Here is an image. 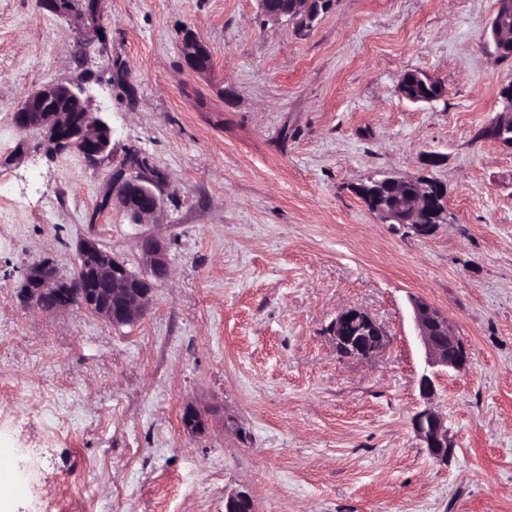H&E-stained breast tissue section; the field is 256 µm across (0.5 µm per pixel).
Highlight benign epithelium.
I'll use <instances>...</instances> for the list:
<instances>
[{"instance_id":"benign-epithelium-1","label":"benign epithelium","mask_w":512,"mask_h":512,"mask_svg":"<svg viewBox=\"0 0 512 512\" xmlns=\"http://www.w3.org/2000/svg\"><path fill=\"white\" fill-rule=\"evenodd\" d=\"M314 3L315 0H259V7L270 19H285L296 28L305 29L315 21ZM486 36L498 55L512 46V0H496ZM180 50L188 70L197 74L211 70L210 51L194 32L185 33ZM412 75L433 87L434 94L424 99L412 98L401 82L398 84L401 97L413 103H429L445 96V85L434 77L421 71H414ZM499 98L500 112L488 128L494 142L512 150V83L501 87ZM74 101L87 105L81 86L62 83L42 85L24 95L14 113V121L22 131H45L51 149L74 150L86 162L95 165L112 151V128L87 108L71 111L70 105ZM369 183L389 189L390 198L372 209L383 224H403L415 235L426 237L436 225L448 221L447 191L432 179L408 180L374 175L364 181L366 185ZM104 204L116 206L131 223L144 224L163 211L158 177L148 171L129 179L120 175L115 179L114 196L105 198ZM140 247L148 269L146 275L130 269L96 241L86 239L78 246L77 255L90 259V262L78 269V277L62 281L48 264L38 263L25 280L26 297L32 307L43 311L45 298L80 288L85 280L93 285L94 294L88 298L81 297L82 308L114 328L131 326L144 315L155 284L170 276V262L162 243L147 237L141 241ZM411 307L428 367L438 371L466 370L471 359L470 347L448 316L422 298L412 299ZM346 323L356 327L353 334L345 331ZM332 333L336 351L342 356L370 360L387 345V336L380 324L358 308L340 311ZM209 422L205 410L193 404L184 407L181 424L185 431L197 432L209 427ZM411 426L432 458L439 462L448 461L451 453L448 417L426 408L413 415ZM224 512H255L252 496L246 491L224 496Z\"/></svg>"}]
</instances>
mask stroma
I'll return each instance as SVG.
<instances>
[{"label": "stroma", "mask_w": 512, "mask_h": 512, "mask_svg": "<svg viewBox=\"0 0 512 512\" xmlns=\"http://www.w3.org/2000/svg\"><path fill=\"white\" fill-rule=\"evenodd\" d=\"M494 7L333 0L301 32L257 0H102L92 31L0 0V448L25 487L0 512H224L242 488L257 512H512V151L477 136L512 82ZM188 29L207 74L184 65ZM408 71L446 98H402ZM77 81L113 129L95 167L13 122L29 90ZM132 150L161 176L148 224L102 204ZM371 174L433 178L447 223H379L352 191ZM147 236L171 275L135 326L28 308L32 265L68 278L92 238L141 272ZM415 297L471 348L428 401ZM347 307L383 326L376 358L337 354ZM188 403L211 412L202 434ZM428 406L444 464L409 426ZM181 55L188 70L204 74L211 70L212 60L207 46L192 31H187L181 41ZM411 74L418 81L425 83L428 86H432L434 89V94L426 97V98H411L409 92L405 89V85L403 83V77L400 79L398 84V92L401 97L413 103H429L443 98L446 94V87L443 83L430 76L427 73L421 71H412ZM209 415L204 410L193 404H187L183 409L181 424L188 433H194L200 429L209 427Z\"/></svg>", "instance_id": "1"}]
</instances>
